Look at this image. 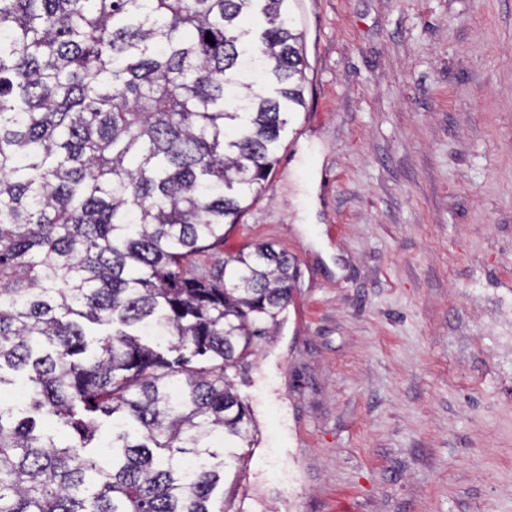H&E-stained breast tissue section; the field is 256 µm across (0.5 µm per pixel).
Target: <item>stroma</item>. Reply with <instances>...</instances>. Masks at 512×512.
Masks as SVG:
<instances>
[{"label":"stroma","instance_id":"1","mask_svg":"<svg viewBox=\"0 0 512 512\" xmlns=\"http://www.w3.org/2000/svg\"><path fill=\"white\" fill-rule=\"evenodd\" d=\"M305 106L209 270L298 278L234 378L244 512H512V0H306Z\"/></svg>","mask_w":512,"mask_h":512}]
</instances>
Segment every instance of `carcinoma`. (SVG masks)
Here are the masks:
<instances>
[{"instance_id": "1", "label": "carcinoma", "mask_w": 512, "mask_h": 512, "mask_svg": "<svg viewBox=\"0 0 512 512\" xmlns=\"http://www.w3.org/2000/svg\"><path fill=\"white\" fill-rule=\"evenodd\" d=\"M299 39L291 0H0V386L27 390L0 405V512H234L227 459L256 429L228 371L295 260L187 265L266 188L305 106Z\"/></svg>"}]
</instances>
